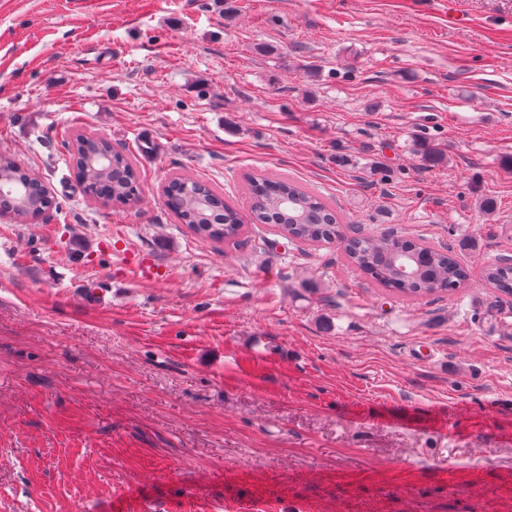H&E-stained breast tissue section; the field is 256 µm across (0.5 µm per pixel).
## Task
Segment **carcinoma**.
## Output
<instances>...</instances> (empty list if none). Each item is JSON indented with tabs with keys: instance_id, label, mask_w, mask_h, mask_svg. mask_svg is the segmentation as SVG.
I'll return each instance as SVG.
<instances>
[{
	"instance_id": "cac0c4a2",
	"label": "carcinoma",
	"mask_w": 512,
	"mask_h": 512,
	"mask_svg": "<svg viewBox=\"0 0 512 512\" xmlns=\"http://www.w3.org/2000/svg\"><path fill=\"white\" fill-rule=\"evenodd\" d=\"M111 141L79 133L71 141V157L87 196L105 203L134 206L139 200L140 178L131 152L112 157V168L98 163ZM40 175L13 156L0 153V209L21 207L28 190ZM200 180L174 178L165 189V206L196 236L237 246L245 232L244 220L271 224L291 243L343 244L349 264L377 285L400 296L417 298L450 294L468 279L466 269L452 250L436 249L407 236L388 237L361 230L347 235L336 212L320 197L294 179L250 174L246 177L248 214L230 204H211L196 194ZM483 281L491 288L512 295V267L492 263L485 266Z\"/></svg>"
}]
</instances>
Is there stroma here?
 Returning a JSON list of instances; mask_svg holds the SVG:
<instances>
[{
    "label": "stroma",
    "mask_w": 512,
    "mask_h": 512,
    "mask_svg": "<svg viewBox=\"0 0 512 512\" xmlns=\"http://www.w3.org/2000/svg\"><path fill=\"white\" fill-rule=\"evenodd\" d=\"M82 131L133 152L138 208L83 193ZM1 152L57 207L0 217V512H512V297L481 277L512 254V0H0ZM257 171L469 281L404 299L341 244L164 205ZM199 183L202 181L189 176L175 177L165 189V206L201 239L233 247L239 245L245 232L243 214L237 207L224 203L212 189L210 196L222 200L220 206L199 197L196 194ZM127 279L134 281L155 280L161 277L160 268L149 255L133 256L126 263Z\"/></svg>",
    "instance_id": "stroma-1"
}]
</instances>
